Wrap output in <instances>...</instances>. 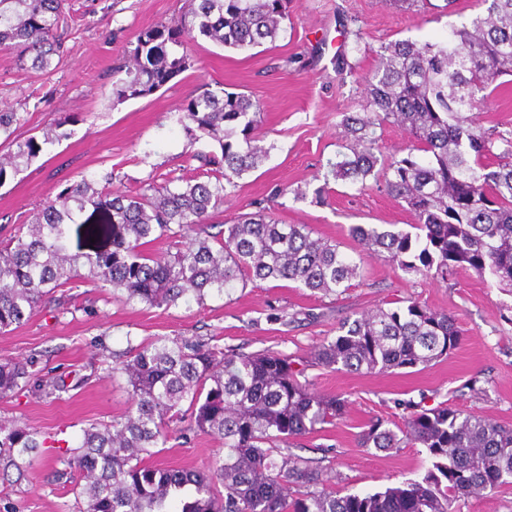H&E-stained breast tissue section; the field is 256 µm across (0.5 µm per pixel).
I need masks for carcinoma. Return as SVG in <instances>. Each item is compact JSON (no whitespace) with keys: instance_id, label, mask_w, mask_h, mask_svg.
<instances>
[{"instance_id":"obj_1","label":"carcinoma","mask_w":512,"mask_h":512,"mask_svg":"<svg viewBox=\"0 0 512 512\" xmlns=\"http://www.w3.org/2000/svg\"><path fill=\"white\" fill-rule=\"evenodd\" d=\"M486 11L453 26L444 42L384 43L364 77L361 111L343 114L341 151L324 181L364 188L384 182L416 223L353 224L355 255L319 237L307 224H280L264 211L232 224L210 218L234 196L238 180L268 149L255 144L259 108L243 93L199 86L181 107L189 176L114 195L86 178L45 200L31 222L0 240V333L24 324L39 306L62 314L93 311L66 293L90 283L127 304L202 305L241 284L288 281L326 294L352 287L365 256H381L406 273L446 277L459 269L489 275L512 288V133L485 130L475 110L512 76V0H482ZM65 0H0V48L16 52L24 70L46 73L65 55ZM287 0H186L181 13L143 31L116 102L148 96L192 65L195 35L225 47L248 48L276 38ZM20 112L0 109V186L67 137L65 117L43 142L17 134ZM410 135L402 155L386 156L377 130ZM92 215L83 217L87 209ZM111 247L72 253L71 226ZM165 239L174 251L154 255ZM455 317L416 301L378 307L346 319L338 335L315 347V363L360 374L414 368L448 355L460 342ZM36 359L0 361V396L35 388L53 395L70 388L65 374H40ZM106 376L125 379L127 410L91 422L75 442L0 419V479L30 468L41 448L78 474V512H166L185 494L180 512H455L454 504L512 483V426L439 406L395 425L372 421L363 448L420 445L432 467L414 481L367 494L326 487L323 468L288 452L292 439L330 425L346 400L320 396L298 380L281 353L226 350L213 337H157L131 345ZM222 441L209 470L152 468L145 459L165 447L173 426Z\"/></svg>"}]
</instances>
